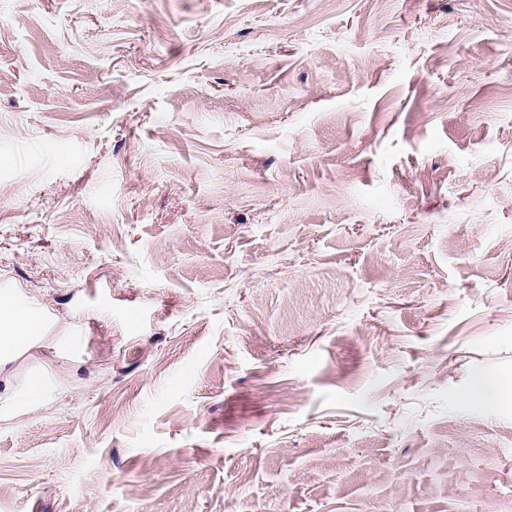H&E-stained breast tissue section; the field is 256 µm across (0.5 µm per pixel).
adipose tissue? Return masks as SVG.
<instances>
[{
    "instance_id": "obj_1",
    "label": "adipose tissue",
    "mask_w": 512,
    "mask_h": 512,
    "mask_svg": "<svg viewBox=\"0 0 512 512\" xmlns=\"http://www.w3.org/2000/svg\"><path fill=\"white\" fill-rule=\"evenodd\" d=\"M39 309L7 290H0V368L36 346L44 337Z\"/></svg>"
}]
</instances>
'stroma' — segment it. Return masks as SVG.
<instances>
[{
  "label": "stroma",
  "mask_w": 512,
  "mask_h": 512,
  "mask_svg": "<svg viewBox=\"0 0 512 512\" xmlns=\"http://www.w3.org/2000/svg\"><path fill=\"white\" fill-rule=\"evenodd\" d=\"M1 286L0 512H512V0H0ZM41 311L8 290H0V370L44 338L39 330ZM511 393L512 380L490 383L479 379L472 389L471 398L486 406H495L503 397Z\"/></svg>",
  "instance_id": "stroma-1"
}]
</instances>
